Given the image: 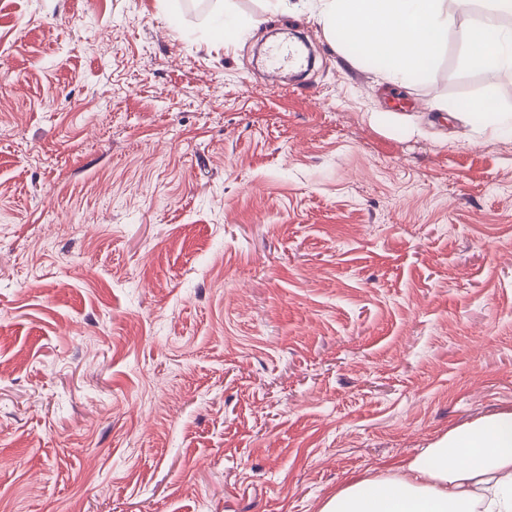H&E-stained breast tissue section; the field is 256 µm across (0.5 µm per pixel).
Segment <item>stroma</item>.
Wrapping results in <instances>:
<instances>
[{
  "mask_svg": "<svg viewBox=\"0 0 512 512\" xmlns=\"http://www.w3.org/2000/svg\"><path fill=\"white\" fill-rule=\"evenodd\" d=\"M482 95L309 0H0V512H320L512 412V134L442 109Z\"/></svg>",
  "mask_w": 512,
  "mask_h": 512,
  "instance_id": "35a3bbf8",
  "label": "stroma"
}]
</instances>
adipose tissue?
<instances>
[{
	"label": "adipose tissue",
	"instance_id": "1",
	"mask_svg": "<svg viewBox=\"0 0 512 512\" xmlns=\"http://www.w3.org/2000/svg\"><path fill=\"white\" fill-rule=\"evenodd\" d=\"M468 2L321 0L316 17L326 35L404 82L428 73L452 31L465 65L511 71L512 27L458 26L457 10ZM451 116L482 135L512 132V108L489 97L459 101ZM320 512H512V413L449 431L397 473L350 480Z\"/></svg>",
	"mask_w": 512,
	"mask_h": 512
}]
</instances>
